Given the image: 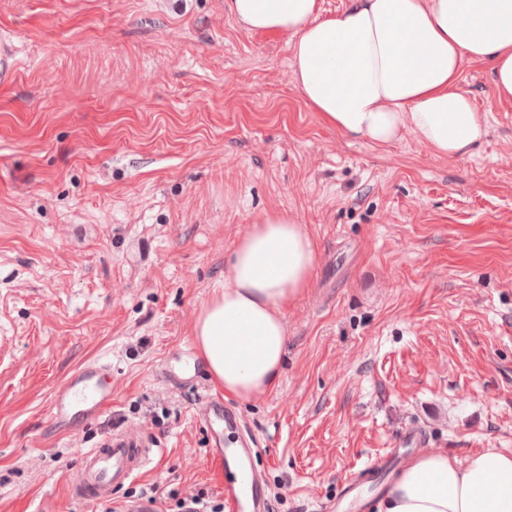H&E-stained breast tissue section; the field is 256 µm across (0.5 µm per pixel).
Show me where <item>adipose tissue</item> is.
Instances as JSON below:
<instances>
[{
    "instance_id": "adipose-tissue-1",
    "label": "adipose tissue",
    "mask_w": 512,
    "mask_h": 512,
    "mask_svg": "<svg viewBox=\"0 0 512 512\" xmlns=\"http://www.w3.org/2000/svg\"><path fill=\"white\" fill-rule=\"evenodd\" d=\"M224 9L244 31L290 36L295 88L356 141L385 145L408 134L439 156H468L484 135L460 86L468 62H490L497 96L512 98V0H349L331 16L319 0H224ZM316 261L306 225L285 210L257 216L239 238L223 287L192 324L201 363L225 398L277 388L286 312L310 288ZM371 510L512 512V454H419Z\"/></svg>"
}]
</instances>
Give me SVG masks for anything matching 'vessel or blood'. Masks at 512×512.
I'll list each match as a JSON object with an SVG mask.
<instances>
[{
	"mask_svg": "<svg viewBox=\"0 0 512 512\" xmlns=\"http://www.w3.org/2000/svg\"><path fill=\"white\" fill-rule=\"evenodd\" d=\"M102 365L81 368L55 393L54 409L57 415H65L70 407H84L87 416L96 415L111 404L112 394L98 381ZM223 417L224 426L236 429L240 420L233 408L209 401L202 414L204 424H211L214 417ZM154 450L151 443L119 432L112 434L98 446L82 455L79 480L75 491L83 497L108 499L113 487L126 483L150 460ZM225 512H242L244 505H252L259 512L264 493L259 482L244 486L242 481L228 479L224 482Z\"/></svg>",
	"mask_w": 512,
	"mask_h": 512,
	"instance_id": "b4317fda",
	"label": "vessel or blood"
}]
</instances>
